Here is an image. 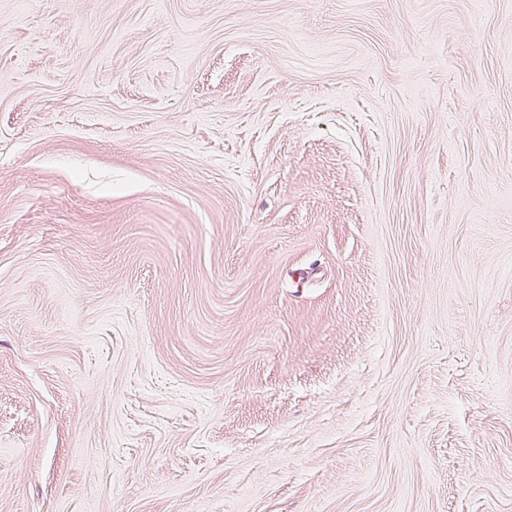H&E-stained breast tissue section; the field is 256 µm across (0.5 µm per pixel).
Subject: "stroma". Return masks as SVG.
I'll list each match as a JSON object with an SVG mask.
<instances>
[{
    "mask_svg": "<svg viewBox=\"0 0 512 512\" xmlns=\"http://www.w3.org/2000/svg\"><path fill=\"white\" fill-rule=\"evenodd\" d=\"M0 512H512V0H0Z\"/></svg>",
    "mask_w": 512,
    "mask_h": 512,
    "instance_id": "stroma-1",
    "label": "stroma"
}]
</instances>
